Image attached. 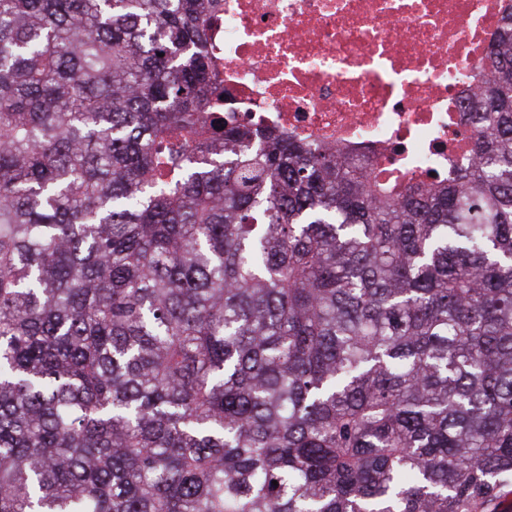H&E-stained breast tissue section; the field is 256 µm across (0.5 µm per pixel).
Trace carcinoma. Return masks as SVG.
Wrapping results in <instances>:
<instances>
[{
  "label": "carcinoma",
  "instance_id": "obj_1",
  "mask_svg": "<svg viewBox=\"0 0 512 512\" xmlns=\"http://www.w3.org/2000/svg\"><path fill=\"white\" fill-rule=\"evenodd\" d=\"M216 9L0 0V512H499L512 23L472 166L373 189L221 129Z\"/></svg>",
  "mask_w": 512,
  "mask_h": 512
}]
</instances>
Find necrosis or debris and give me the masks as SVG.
<instances>
[{"mask_svg": "<svg viewBox=\"0 0 512 512\" xmlns=\"http://www.w3.org/2000/svg\"><path fill=\"white\" fill-rule=\"evenodd\" d=\"M512 0H220L209 23L225 127L365 161L417 187L471 160L467 109Z\"/></svg>", "mask_w": 512, "mask_h": 512, "instance_id": "obj_1", "label": "necrosis or debris"}]
</instances>
